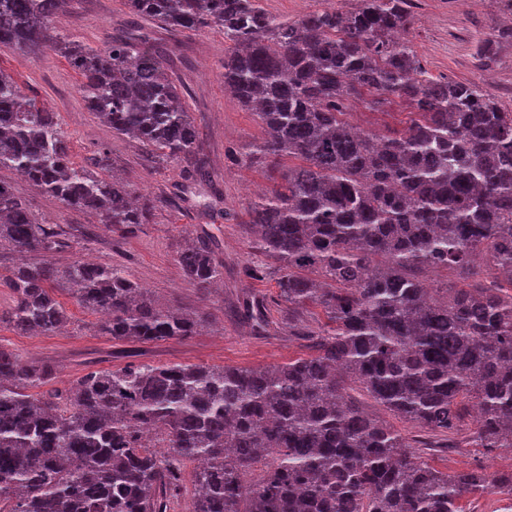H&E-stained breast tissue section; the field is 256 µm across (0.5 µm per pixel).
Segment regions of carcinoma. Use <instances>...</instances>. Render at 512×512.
I'll use <instances>...</instances> for the list:
<instances>
[{
    "label": "carcinoma",
    "mask_w": 512,
    "mask_h": 512,
    "mask_svg": "<svg viewBox=\"0 0 512 512\" xmlns=\"http://www.w3.org/2000/svg\"><path fill=\"white\" fill-rule=\"evenodd\" d=\"M68 0H0V44L46 46L81 75L86 107L112 133L203 176L199 129L162 56L136 37L104 50L54 31ZM411 0H354L293 23L258 0H122L179 33L224 30V90L264 129L257 151L300 161L261 197L247 225L278 263L288 319L308 306L332 325L315 354L267 368L130 365L89 371L66 393L29 392L55 377L0 346V512H167L180 465L204 463L187 512H463L467 495L512 501V471L488 478L419 461L357 391L410 428L473 448H512V111L475 84L422 78ZM395 95L413 108L386 135L345 119L348 104ZM76 166L54 113L0 72V169L112 232L150 221L152 200L113 173ZM40 255L0 274L15 296L0 313L23 333L67 322L58 292L105 316L117 340L191 336L202 311L157 303L119 266L56 254L59 225L38 222L0 180V250ZM178 264L206 294L224 278L212 243ZM430 269L466 288L435 295ZM246 311L267 324L268 302Z\"/></svg>",
    "instance_id": "cac0c4a2"
}]
</instances>
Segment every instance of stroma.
Segmentation results:
<instances>
[{
  "label": "stroma",
  "mask_w": 512,
  "mask_h": 512,
  "mask_svg": "<svg viewBox=\"0 0 512 512\" xmlns=\"http://www.w3.org/2000/svg\"><path fill=\"white\" fill-rule=\"evenodd\" d=\"M406 33L426 78L454 80L482 87L505 110H512V37H498L512 27V5L507 0H478L464 8L459 0H413ZM56 27L90 46L103 49L113 36L132 33L162 51L172 76L185 88L189 110L199 125L209 156V183L220 197L219 211L205 205L171 201L185 172L174 160L162 161L132 140L113 134L84 108L78 93L79 75L67 57L47 48L24 54L0 45V71L10 75L29 97L54 112L70 137L71 159L84 165L93 153H110L115 170L154 200L149 223L121 237L106 229L97 217L64 209L55 199L33 190L8 169L0 178L10 181L26 200L35 219L62 225L69 240L66 256L91 258L102 265L127 268L162 305L202 308L207 328L195 335L148 343L117 341L102 335L101 318L73 299L64 298L68 322L51 334L19 333L0 324V345L26 363L49 362L56 368L52 388L68 389L91 370H118L129 365H203L221 368H261L311 355L312 332L324 323L317 309L304 311L298 327L288 324V308L279 299L274 272L262 279L246 277L241 267L257 255L255 239L245 222L260 194L273 189L266 178L270 160H241L250 143L263 136L256 117L224 90L223 32L208 27L180 35L134 17L121 0H72ZM495 37V55L488 64L476 59L478 44ZM405 103L388 97L382 107H350V120L369 133L402 129ZM214 236L215 258L224 265V282L208 299H201L184 277L177 255L186 237ZM265 296L269 303L266 333H255L235 313L239 300ZM421 461L444 471L481 470L494 476L512 469V448H421Z\"/></svg>",
  "instance_id": "obj_1"
}]
</instances>
